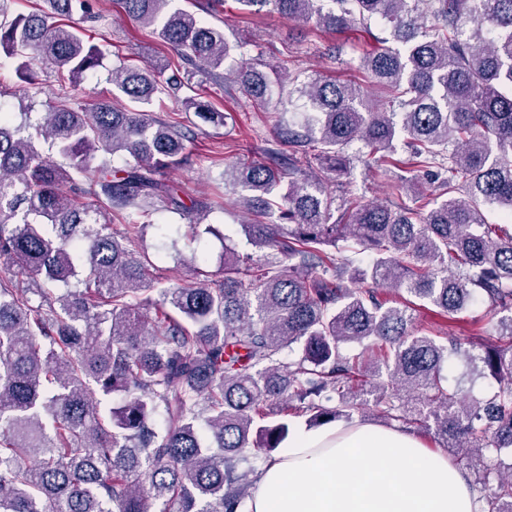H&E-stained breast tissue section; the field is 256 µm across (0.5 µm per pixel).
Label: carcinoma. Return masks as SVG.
Returning a JSON list of instances; mask_svg holds the SVG:
<instances>
[{
    "mask_svg": "<svg viewBox=\"0 0 512 512\" xmlns=\"http://www.w3.org/2000/svg\"><path fill=\"white\" fill-rule=\"evenodd\" d=\"M8 2L0 54L22 82L40 85V62L64 90L108 55L106 40L71 22L88 0L16 15ZM172 2L120 0L178 62L112 68L113 102L89 112L63 93L33 125L0 115V512H152L159 502L161 512H244L254 468L243 464L272 460L290 431L272 417L290 411L309 427L366 409L387 425L431 420L467 468L512 449V228L485 218L512 216V0H330L327 11L324 0H233L323 31L383 22L391 38H376L361 67L389 106L261 53L238 70L256 103L288 84L305 120L280 127L288 153L224 162L241 227L269 253L226 247L222 269L205 275L195 255L181 286L165 285L139 228L159 203L189 217L193 234L211 233L212 205L185 202L164 177L186 160L192 131L146 107L183 90L197 117L224 123L195 86L164 74L185 61L217 69L231 47ZM355 141L388 174L396 206L328 191L348 174ZM118 152L126 161L114 167ZM382 288L407 298L389 306ZM478 300L498 317L497 340L478 355L413 328L419 302L452 319ZM351 343L363 351L346 353ZM450 356L481 363L493 394L449 389ZM114 394L120 405L102 407ZM474 483L484 512H512V466Z\"/></svg>",
    "mask_w": 512,
    "mask_h": 512,
    "instance_id": "obj_1",
    "label": "carcinoma"
}]
</instances>
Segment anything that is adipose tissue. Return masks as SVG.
<instances>
[{"mask_svg":"<svg viewBox=\"0 0 512 512\" xmlns=\"http://www.w3.org/2000/svg\"><path fill=\"white\" fill-rule=\"evenodd\" d=\"M358 470L359 483L346 481ZM447 453L396 428L353 422L295 427L263 467L246 512H479Z\"/></svg>","mask_w":512,"mask_h":512,"instance_id":"ef3b65f1","label":"adipose tissue"}]
</instances>
